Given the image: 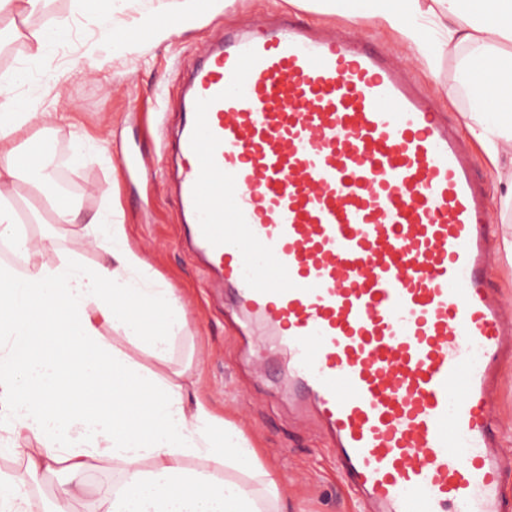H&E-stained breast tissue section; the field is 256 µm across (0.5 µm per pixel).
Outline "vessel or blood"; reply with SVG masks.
<instances>
[{"instance_id": "1", "label": "vessel or blood", "mask_w": 512, "mask_h": 512, "mask_svg": "<svg viewBox=\"0 0 512 512\" xmlns=\"http://www.w3.org/2000/svg\"><path fill=\"white\" fill-rule=\"evenodd\" d=\"M178 204L196 253L288 356L295 402L370 512H512L473 151L368 39L295 15L225 33L191 83Z\"/></svg>"}]
</instances>
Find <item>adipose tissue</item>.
<instances>
[{"label":"adipose tissue","mask_w":512,"mask_h":512,"mask_svg":"<svg viewBox=\"0 0 512 512\" xmlns=\"http://www.w3.org/2000/svg\"><path fill=\"white\" fill-rule=\"evenodd\" d=\"M295 2L395 31L430 74L442 55L467 51L459 81L472 109L463 125L496 169L503 201L512 200V0ZM38 116L31 102L13 108L11 88L0 86V241L24 263L0 264V455L32 475L63 474L50 512H78L83 474L105 468L122 480L99 488L90 512H284L276 475L195 385L145 368L100 335L99 323L112 324L166 362L188 329L180 298L149 276L126 226L108 213L89 225L107 256L92 269L74 257L47 266L20 230L2 189L24 175L52 202L55 223L76 217L41 139L18 138ZM30 438L35 447H23Z\"/></svg>","instance_id":"1"}]
</instances>
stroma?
I'll return each mask as SVG.
<instances>
[{"label": "stroma", "instance_id": "35a3bbf8", "mask_svg": "<svg viewBox=\"0 0 512 512\" xmlns=\"http://www.w3.org/2000/svg\"><path fill=\"white\" fill-rule=\"evenodd\" d=\"M176 3L125 0L114 27L131 35L132 48L111 53L99 71L81 68L85 56L101 52L91 8L76 0H47L37 14L17 6L0 15V25L13 26L19 33L13 45L0 51V70L25 66L29 42L53 21H64L68 30L83 33L81 44L66 41L64 61L51 55L37 62L29 83L16 89L45 114L27 133L44 136L61 158V197L77 203L76 221L54 223L51 209L43 206L27 180L9 185L7 196L23 212L39 210L42 222L30 223L29 228L34 235L54 237V247L41 256L50 266L64 256L79 257L89 265L100 262L103 254L90 245L86 227L112 210L126 225L130 244L149 263L151 278L175 288L189 318L188 334L176 342L169 362H158L137 349H131L133 357L163 374L188 369L213 408L243 430L260 463L275 472L288 512H364L327 457L323 432L298 419L289 405L286 356L259 359L229 324V292L189 251L179 230L174 197L173 143L184 120L181 91L188 75L207 45L224 31L276 15L289 5L287 0H233L222 12L180 25L163 42L134 37L135 21L142 14L169 16ZM353 30L408 67L451 122L461 123L463 113L471 111L470 99L457 81L456 58H441L436 74L429 75L393 33L366 21ZM79 136L85 149L75 162L72 144ZM476 162V176L489 199L493 236L499 239L512 229V208L503 206L497 174L484 154H477Z\"/></svg>", "mask_w": 512, "mask_h": 512}]
</instances>
